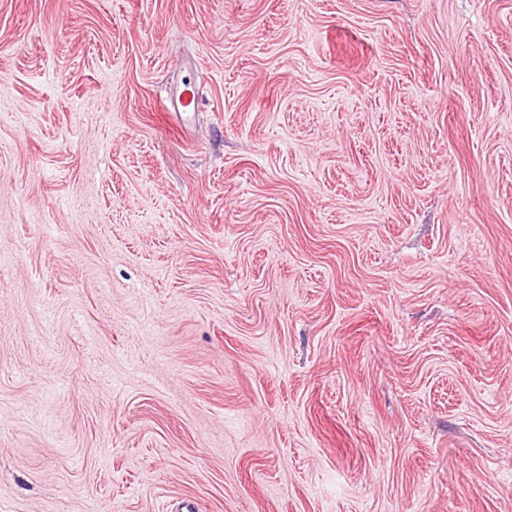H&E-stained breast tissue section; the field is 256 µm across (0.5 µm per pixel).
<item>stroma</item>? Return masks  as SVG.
Here are the masks:
<instances>
[{
    "instance_id": "1",
    "label": "stroma",
    "mask_w": 512,
    "mask_h": 512,
    "mask_svg": "<svg viewBox=\"0 0 512 512\" xmlns=\"http://www.w3.org/2000/svg\"><path fill=\"white\" fill-rule=\"evenodd\" d=\"M0 512H512V0H0Z\"/></svg>"
}]
</instances>
